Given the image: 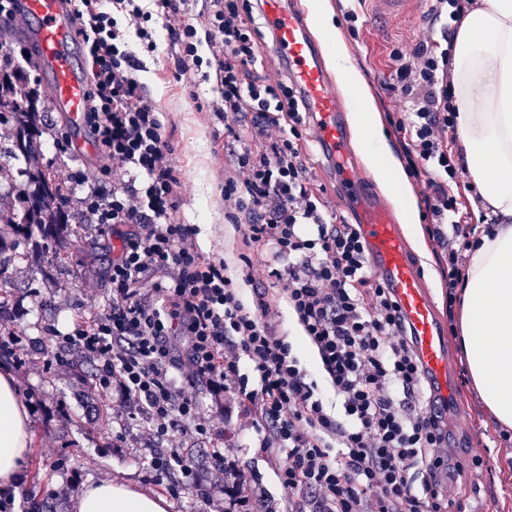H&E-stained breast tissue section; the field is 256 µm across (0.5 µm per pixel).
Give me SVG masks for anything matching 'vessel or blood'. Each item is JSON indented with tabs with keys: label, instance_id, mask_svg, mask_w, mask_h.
<instances>
[{
	"label": "vessel or blood",
	"instance_id": "obj_1",
	"mask_svg": "<svg viewBox=\"0 0 512 512\" xmlns=\"http://www.w3.org/2000/svg\"><path fill=\"white\" fill-rule=\"evenodd\" d=\"M261 5L275 50L306 104L321 154L354 201L355 221L367 243L370 267L395 294L427 374L447 385L452 363L432 295L407 258L408 243L394 211L359 170L351 147L348 107L325 65L323 47L311 33L308 12L302 0H261ZM24 6L27 15L38 22L39 60L52 74L51 97L73 125H81L87 86L71 50L70 13L63 0H24Z\"/></svg>",
	"mask_w": 512,
	"mask_h": 512
}]
</instances>
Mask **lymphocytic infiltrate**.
Segmentation results:
<instances>
[{
  "label": "lymphocytic infiltrate",
  "mask_w": 512,
  "mask_h": 512,
  "mask_svg": "<svg viewBox=\"0 0 512 512\" xmlns=\"http://www.w3.org/2000/svg\"><path fill=\"white\" fill-rule=\"evenodd\" d=\"M188 73L209 65L220 98L214 112L224 134L250 143L224 175V218L250 246H267L269 279L314 346L340 399L332 415L279 336L268 292L245 306L224 264L198 253L182 223L178 180L166 161L161 112L137 81L136 56L112 15L143 18L137 0H80L73 15L85 46L91 91L87 122L112 163V192L82 175L81 203L94 228L112 226L110 299L67 336V348L95 363V385L118 387L135 402L147 435L179 429L207 434L211 422L187 395L202 378L213 395L248 402L260 413L261 448L277 462L281 484L297 491L291 512H443L438 490L448 444L443 405L419 364L400 307L369 266L357 225L330 211L309 186L303 160L307 111L293 81L252 75L261 19L257 0H155ZM199 11L209 26L211 57L196 53ZM449 39L429 30L415 46L393 50L392 83L400 109L393 122L406 172L422 186V219L434 242L448 241V288L464 285L473 223L453 152ZM249 362L254 374L240 372ZM419 470L423 490L409 476Z\"/></svg>",
  "instance_id": "obj_1"
}]
</instances>
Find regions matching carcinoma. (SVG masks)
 Masks as SVG:
<instances>
[{
  "instance_id": "1",
  "label": "carcinoma",
  "mask_w": 512,
  "mask_h": 512,
  "mask_svg": "<svg viewBox=\"0 0 512 512\" xmlns=\"http://www.w3.org/2000/svg\"><path fill=\"white\" fill-rule=\"evenodd\" d=\"M48 98L32 97L17 85L12 74L0 66V122L12 124V139L9 146L0 142V170L18 157H24L29 166L23 171L31 190L23 198V213L19 220L22 233L31 227L40 229L43 240H63L73 234L70 222L56 207L67 191L56 180L52 167L38 162L40 140L44 126L41 112L48 108ZM11 257L0 247V320L4 317V295L9 287L7 275Z\"/></svg>"
}]
</instances>
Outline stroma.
<instances>
[{
	"instance_id": "stroma-1",
	"label": "stroma",
	"mask_w": 512,
	"mask_h": 512,
	"mask_svg": "<svg viewBox=\"0 0 512 512\" xmlns=\"http://www.w3.org/2000/svg\"><path fill=\"white\" fill-rule=\"evenodd\" d=\"M333 16L338 38L365 83L373 110L387 144L396 158L404 153L390 124L398 103L389 90L391 53L408 47L425 33L430 4L412 0L409 10L387 15L375 14L370 0H354L359 20L349 30L340 0H324ZM142 7L153 14L157 48L149 53L141 48L135 26L125 13H117L131 49L140 61L135 77L142 82L163 114V138L172 146L169 163L179 181L178 202L184 223L194 225L195 244L207 260L227 265L241 287L244 302H251L257 288H272L263 275L265 258L254 253L243 241L235 225L224 220V172L230 154L241 144L225 137L224 123L211 110L219 97L214 81L189 78L174 65L175 48L168 37L165 21L155 12L153 0ZM49 134L41 143L43 163L53 165L56 177L80 197L73 176L96 174L104 161L94 143L90 127L73 129L66 113L51 107L42 116ZM68 137L67 150H57L52 133ZM304 154L311 184L324 192L330 208L353 218L354 208L337 187L332 172L314 139H306ZM21 162H12L0 172V244L10 250L33 249L34 240L21 236L12 217L17 196L25 181ZM112 229L104 227L90 237L70 238L58 243L55 251L31 257L29 262L12 265L9 275L17 303L4 327L21 337L23 343L57 349L60 336L71 333L79 321L103 311L108 304V271L112 258ZM428 257L411 253L436 304L440 318L448 316V290L442 277L445 256L435 243L427 245ZM453 362L452 386L446 403V423L450 433L442 451L449 460L470 459L480 451L483 464L476 469L454 471L441 477L451 512H512V442L501 437L502 428L487 413L474 388L463 352L456 337L448 339ZM15 378L26 403L42 402L45 411L32 415V441L21 467L19 481L23 493L15 499L17 512H30L37 502L47 501L53 512H75L74 504L91 481L119 480L132 483L148 494L168 498L169 512H236L216 488L214 449L236 459L246 475L252 476L261 491L251 497L249 512H288L296 494L283 487L276 474L275 461L259 446L260 433L250 410L225 413L218 398L205 383H197L190 393L202 412L211 417L209 434L171 432L164 445L178 449L201 483L200 489L173 495L177 476L152 471L140 449L130 440L144 426L132 404H121L117 390L106 396H91L87 382L97 372L95 364L83 362L44 369L42 362L18 367L14 358L0 360Z\"/></svg>"
}]
</instances>
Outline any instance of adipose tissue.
<instances>
[{
    "label": "adipose tissue",
    "mask_w": 512,
    "mask_h": 512,
    "mask_svg": "<svg viewBox=\"0 0 512 512\" xmlns=\"http://www.w3.org/2000/svg\"><path fill=\"white\" fill-rule=\"evenodd\" d=\"M337 72L351 90L357 146L414 221L410 186L385 148L364 82L335 36L331 14L313 11ZM458 146L469 180L495 223L469 252L460 334L470 378L487 412L512 428V0H476L465 12L451 53ZM31 419L9 371L0 370V486H11L31 445ZM165 498L112 480L93 482L77 512H168Z\"/></svg>",
    "instance_id": "1"
}]
</instances>
